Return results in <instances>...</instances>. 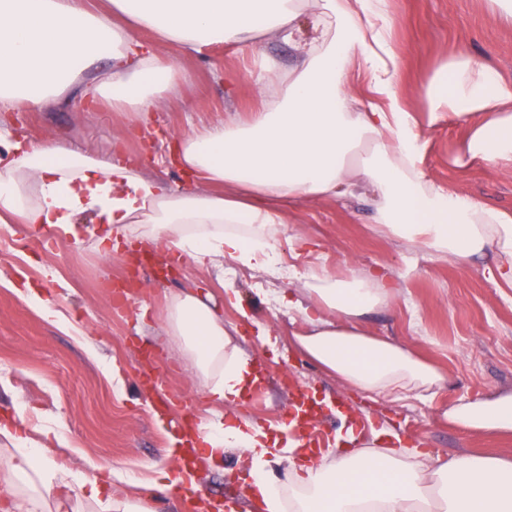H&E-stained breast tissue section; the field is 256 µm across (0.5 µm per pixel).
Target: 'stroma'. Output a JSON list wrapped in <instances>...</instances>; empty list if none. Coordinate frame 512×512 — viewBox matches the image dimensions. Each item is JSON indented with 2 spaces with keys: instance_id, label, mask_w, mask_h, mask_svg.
<instances>
[{
  "instance_id": "stroma-1",
  "label": "stroma",
  "mask_w": 512,
  "mask_h": 512,
  "mask_svg": "<svg viewBox=\"0 0 512 512\" xmlns=\"http://www.w3.org/2000/svg\"><path fill=\"white\" fill-rule=\"evenodd\" d=\"M386 3L399 62L396 81L417 119L426 176L449 192L511 212L512 167L479 160L456 164L466 123L455 117L431 121L424 86L438 62L461 52L490 61L512 80V28L491 0ZM131 33L176 71L148 124L71 94L29 112H0V138L23 133L92 156L109 155L171 193L211 191L203 177L180 167L171 150L175 137L210 122L247 120L260 106L252 71L265 60L291 68L294 47L270 31L254 57L226 45L197 54L142 28ZM43 235L34 224H0V425L10 420L21 426L27 447L46 449L69 473L72 486L95 479L113 494L149 498L156 512H186L185 498L196 493L250 512L233 452L225 453L222 466H202L195 486L185 487L183 495L149 485L153 468L177 471L170 452L172 420L202 415L205 407L200 380L164 340L166 296L180 289L210 294L225 327L238 329L245 352L268 371L263 396L225 406V420L257 421L269 435L280 436L278 423L295 389H308L317 398L341 401L362 443L388 427L449 457L512 456V437L465 432L444 415L458 402L512 392V287L485 275L492 252L440 257L374 224L360 195L304 200L289 208L278 243L283 262L295 265L298 277L238 272L230 261L202 271L181 261L166 279L141 268L139 287L123 300L113 288L125 280L131 257L103 258L88 236L78 242L61 238L45 250L38 244ZM317 267L340 277L384 270L394 289L385 305L363 317V327L438 367L447 386L428 399L373 403L294 349L288 341L291 318L264 289L271 284L279 291L299 290L301 273ZM25 278L65 314L66 323L45 318L12 289V282ZM229 288L237 305L224 301ZM114 359L122 366L118 379L109 372ZM152 369L164 380L156 391L145 389L141 379Z\"/></svg>"
}]
</instances>
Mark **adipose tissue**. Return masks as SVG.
I'll use <instances>...</instances> for the list:
<instances>
[{
    "instance_id": "adipose-tissue-1",
    "label": "adipose tissue",
    "mask_w": 512,
    "mask_h": 512,
    "mask_svg": "<svg viewBox=\"0 0 512 512\" xmlns=\"http://www.w3.org/2000/svg\"><path fill=\"white\" fill-rule=\"evenodd\" d=\"M0 0V112H27L65 94L90 96L147 122L154 99L175 79L115 15L130 17L163 41L201 54L215 44L254 52L274 30L292 44L287 74L265 68L256 83L262 107L245 122H218L175 142L183 168L216 184L210 193L170 194L158 181L112 158H91L55 141L0 145V223L38 224L77 240L91 235L111 257L122 240L159 242L197 267L230 260L259 272L280 258L286 205L365 190L373 220L391 234L465 258L492 251L488 273L512 284V213L454 194L427 179L417 121L395 79L386 0ZM112 59L100 74L101 52ZM362 70L369 96L360 109L348 81ZM433 119L470 121L457 164L512 166V82L487 62L461 54L436 65L427 84ZM96 209L87 231L77 214ZM391 292L383 276L339 278L312 270L304 293L289 292L302 317L292 345L345 387L370 399L437 394L448 378L402 345L369 336L361 319ZM167 341L201 380L206 401L202 450L222 462L235 450L250 480L249 497L265 512H512V460L490 455L441 458L416 448L347 445L318 458L281 454L254 421L228 423L225 404L255 386L236 332L203 296L170 293ZM464 431L512 433V392L455 404L445 412ZM0 484L12 512H68L69 484L35 448H0ZM81 512H150L143 500L81 485Z\"/></svg>"
}]
</instances>
